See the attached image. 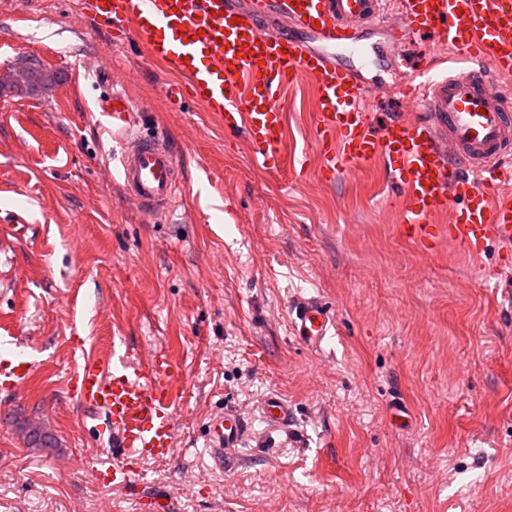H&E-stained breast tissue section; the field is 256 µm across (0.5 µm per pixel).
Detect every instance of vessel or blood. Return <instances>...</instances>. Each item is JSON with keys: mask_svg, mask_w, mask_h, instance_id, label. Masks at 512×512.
I'll list each match as a JSON object with an SVG mask.
<instances>
[{"mask_svg": "<svg viewBox=\"0 0 512 512\" xmlns=\"http://www.w3.org/2000/svg\"><path fill=\"white\" fill-rule=\"evenodd\" d=\"M116 42L133 41L178 74L170 98L190 92L227 131L242 135L269 174L287 165L282 89L311 79L316 95L311 128L330 173L389 161L399 191L398 223L408 240L434 245L449 239L471 254L488 241L512 246V0H253L244 10L232 0H79ZM286 20L293 35L264 33L256 21ZM387 28L392 39L427 36L428 63L410 70L402 97L411 114L374 124L367 110L369 83L337 51L354 49L359 30ZM465 64L463 72L449 64ZM118 147L125 196L146 211H168L178 189L176 155L163 134L124 139L134 107L120 91L100 104ZM447 223H439V216ZM334 317L319 300L296 310L293 331L308 345L321 343ZM22 337L0 338V388L26 386L35 365ZM78 400L104 413L117 460L102 476L113 487L131 482L132 462L168 458L173 448L172 407L179 368L152 353L136 369L102 356L74 373ZM263 411L273 424L293 420L286 400L273 395ZM245 422L236 416L209 427L216 449L235 445Z\"/></svg>", "mask_w": 512, "mask_h": 512, "instance_id": "1", "label": "vessel or blood"}]
</instances>
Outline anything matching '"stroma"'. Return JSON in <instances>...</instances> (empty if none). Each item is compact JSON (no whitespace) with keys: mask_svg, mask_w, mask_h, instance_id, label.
<instances>
[{"mask_svg":"<svg viewBox=\"0 0 512 512\" xmlns=\"http://www.w3.org/2000/svg\"><path fill=\"white\" fill-rule=\"evenodd\" d=\"M362 68L384 121L402 80L384 31ZM51 72L36 90L0 89V218L32 237L0 240V336L29 341L30 385L0 389V512H512V289L507 252L476 257L404 239L388 164L326 177L310 128L312 86L288 96V168L273 176L192 100L171 104L164 66L81 17L78 0L0 6V67ZM177 151L172 212L146 217L122 192L112 139L94 114L113 85ZM317 298L335 327L317 347L292 313ZM160 348L182 367L173 454L133 464L132 488L95 477L111 464L103 415L72 375L89 356ZM278 394L294 413L262 417ZM408 430L396 429L394 405ZM246 431L217 452L209 424ZM59 446L31 447L22 421Z\"/></svg>","mask_w":512,"mask_h":512,"instance_id":"35a3bbf8","label":"stroma"}]
</instances>
